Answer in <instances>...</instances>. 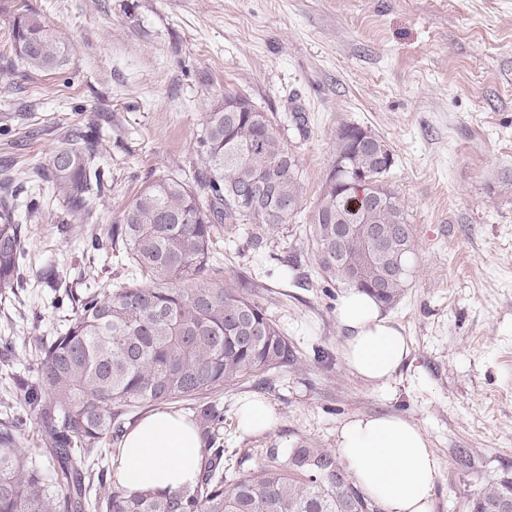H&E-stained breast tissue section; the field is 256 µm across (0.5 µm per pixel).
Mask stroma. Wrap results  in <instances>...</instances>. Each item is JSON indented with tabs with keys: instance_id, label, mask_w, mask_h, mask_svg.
Segmentation results:
<instances>
[{
	"instance_id": "35a3bbf8",
	"label": "stroma",
	"mask_w": 512,
	"mask_h": 512,
	"mask_svg": "<svg viewBox=\"0 0 512 512\" xmlns=\"http://www.w3.org/2000/svg\"><path fill=\"white\" fill-rule=\"evenodd\" d=\"M25 9L69 46L71 87L11 53V21ZM228 92L285 126L308 211L342 124L384 140L416 255L388 310L411 354L381 387L345 365L342 289L319 274L306 224L283 225L264 251L249 246L247 225L225 229L226 282L259 278L258 300L296 355L264 384L225 385V447L247 467L300 440L333 451L346 420L398 414L439 460L433 512H466L482 486L512 475V0H0V165L29 170L70 129L96 125L94 162L109 184L96 225L119 223L145 182L194 171L203 116ZM42 203L25 285L0 295V336L15 338L0 358V397L34 374L40 339L74 314L67 300L52 307L43 270L76 294L125 278L110 244L61 233L56 202ZM249 396L274 410L269 430L239 429Z\"/></svg>"
}]
</instances>
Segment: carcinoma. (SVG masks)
Listing matches in <instances>:
<instances>
[{
    "instance_id": "cac0c4a2",
    "label": "carcinoma",
    "mask_w": 512,
    "mask_h": 512,
    "mask_svg": "<svg viewBox=\"0 0 512 512\" xmlns=\"http://www.w3.org/2000/svg\"><path fill=\"white\" fill-rule=\"evenodd\" d=\"M15 55L33 71L55 73L68 48L32 12L11 26ZM251 106L226 112L216 104L198 134L191 179L165 174L142 186L121 222L108 230L131 278L92 282L70 294L75 315L60 336L38 346L36 378L0 399V512H377L336 453L302 440L233 481L224 476V385L295 360L288 337L249 294L260 284L224 282L216 243L224 225L251 224L248 242L270 235L303 211L301 168L273 116ZM343 124L336 154L346 169L326 175L310 211L312 253L329 284L357 288L392 306L413 273V227L388 186L390 153L378 136L363 143ZM99 134L71 129L41 165L43 182L63 207L61 232L87 230L94 198L106 190L94 164ZM371 182L382 201L355 206L353 181ZM19 173L0 170V294L21 285L28 254L16 220ZM376 229L374 239L368 230ZM173 399L198 403L205 448L195 484L165 493L134 491L107 479L102 461L120 443L136 410ZM39 453L22 448L30 416ZM469 512H512V478L504 475L469 499Z\"/></svg>"
}]
</instances>
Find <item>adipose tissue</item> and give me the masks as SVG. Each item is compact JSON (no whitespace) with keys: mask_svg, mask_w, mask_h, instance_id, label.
<instances>
[{"mask_svg":"<svg viewBox=\"0 0 512 512\" xmlns=\"http://www.w3.org/2000/svg\"><path fill=\"white\" fill-rule=\"evenodd\" d=\"M347 368L364 380L387 384L410 355V341L365 292L349 288L336 310ZM196 425L178 412L158 410L124 437L112 466L130 489L175 490L195 483L202 462ZM339 454L358 486L383 512H432L438 460L425 431L393 414L356 417L339 430Z\"/></svg>","mask_w":512,"mask_h":512,"instance_id":"1","label":"adipose tissue"}]
</instances>
